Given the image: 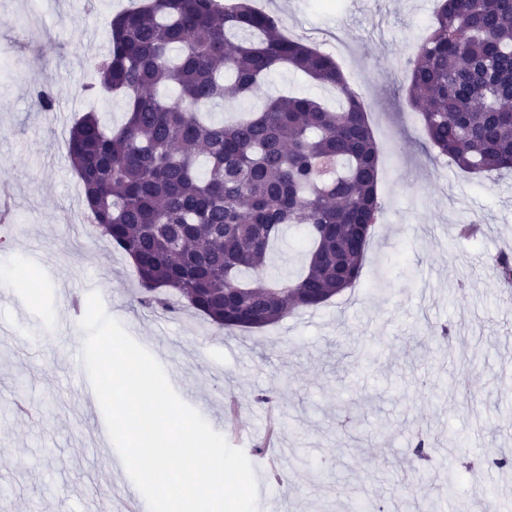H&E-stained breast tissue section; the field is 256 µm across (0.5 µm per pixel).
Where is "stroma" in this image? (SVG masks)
Masks as SVG:
<instances>
[{
    "label": "stroma",
    "mask_w": 512,
    "mask_h": 512,
    "mask_svg": "<svg viewBox=\"0 0 512 512\" xmlns=\"http://www.w3.org/2000/svg\"><path fill=\"white\" fill-rule=\"evenodd\" d=\"M138 2L105 0L89 14L72 0H47L38 28L26 19L34 0H0V52L22 68L17 80H0V180L17 215L0 250V266L16 270L0 282V512H125L132 480L110 469L113 448L97 431L102 410L84 398L79 322L92 291L179 397L244 451L260 481L258 512H512V467L497 465L512 457V288L490 263L512 254V173L485 180L448 168L424 143L399 62L413 59L437 0H265L285 34L330 55L363 97L383 213L364 291L234 331L137 304L127 256L81 220L65 142L87 111L84 86L111 17ZM43 86L54 95L48 112L33 105ZM287 90L322 93L282 67L211 118H237ZM471 221L484 228L476 242L457 236ZM433 325L462 334L433 343ZM260 393L272 403H257ZM42 409L47 417L35 418ZM272 411L282 428L270 445ZM420 432L432 442L423 484L410 476ZM276 457L284 487L269 478Z\"/></svg>",
    "instance_id": "35a3bbf8"
}]
</instances>
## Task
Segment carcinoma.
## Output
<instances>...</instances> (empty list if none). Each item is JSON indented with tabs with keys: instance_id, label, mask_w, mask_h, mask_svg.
I'll list each match as a JSON object with an SVG mask.
<instances>
[{
	"instance_id": "obj_1",
	"label": "carcinoma",
	"mask_w": 512,
	"mask_h": 512,
	"mask_svg": "<svg viewBox=\"0 0 512 512\" xmlns=\"http://www.w3.org/2000/svg\"><path fill=\"white\" fill-rule=\"evenodd\" d=\"M92 86L125 102L112 129L95 112L68 154L95 226L134 258L142 307H187L224 328L259 329L359 281L381 213L379 150L337 63L249 0H148L111 19ZM300 71L343 100L270 97L232 123L205 113L272 71ZM409 100L438 154L488 176L512 170V0H441L410 64ZM204 161L205 173L197 170ZM302 226L301 274H267L270 246ZM512 283V255L492 258Z\"/></svg>"
}]
</instances>
